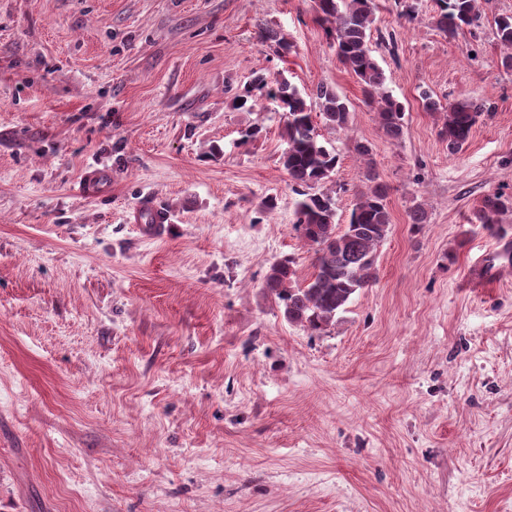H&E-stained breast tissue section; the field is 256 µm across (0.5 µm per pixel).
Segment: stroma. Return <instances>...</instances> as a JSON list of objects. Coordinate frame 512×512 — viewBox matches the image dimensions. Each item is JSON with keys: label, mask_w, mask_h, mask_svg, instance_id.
<instances>
[{"label": "stroma", "mask_w": 512, "mask_h": 512, "mask_svg": "<svg viewBox=\"0 0 512 512\" xmlns=\"http://www.w3.org/2000/svg\"><path fill=\"white\" fill-rule=\"evenodd\" d=\"M434 9L380 0L393 142L315 0H0V512H512V262L466 221L512 193V0L452 37ZM259 76L348 102L346 129L314 118L339 224L357 142L389 187L377 278L319 336L264 289L315 255L284 112L235 105ZM424 89L483 106L459 153ZM95 168L109 187L84 195ZM153 210L159 238L136 221ZM494 29L497 41L510 53L501 59V65L506 69H512V15L500 14L494 19Z\"/></svg>", "instance_id": "1"}]
</instances>
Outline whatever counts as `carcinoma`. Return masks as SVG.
<instances>
[{
  "label": "carcinoma",
  "instance_id": "obj_1",
  "mask_svg": "<svg viewBox=\"0 0 512 512\" xmlns=\"http://www.w3.org/2000/svg\"><path fill=\"white\" fill-rule=\"evenodd\" d=\"M434 4L436 28L446 37L481 24L478 0H434ZM377 9V0H317V20L328 24L326 33L333 39L337 57L363 86L367 103L376 112L385 136L398 141L404 134L405 107L386 89V76L370 47ZM494 29L497 41L510 50L501 65L512 69V15L495 17ZM254 89L260 91V96L278 101L285 112V148L280 161L299 196L295 202V229L315 249L310 278L299 281L293 261L280 260L269 266L265 289L288 322L319 334L335 325L352 296L376 279L377 252L392 224L387 207L388 186L379 180L372 162H367V189L357 193L348 224H338L333 196L323 190L314 191V187L331 180L338 158L320 139L311 105L286 79L272 85L260 80ZM313 95L325 124L332 128L348 125L349 106L332 87L320 83ZM420 98L424 111L435 118L438 136L446 142L448 153H458L481 116V106L467 97L444 103L426 90ZM510 214L512 197L493 192L473 209L468 223L479 224L491 236L504 241L503 252L509 256L512 240L504 221Z\"/></svg>",
  "mask_w": 512,
  "mask_h": 512
}]
</instances>
